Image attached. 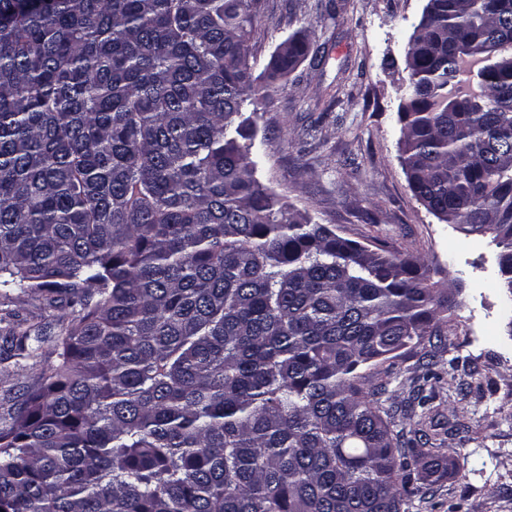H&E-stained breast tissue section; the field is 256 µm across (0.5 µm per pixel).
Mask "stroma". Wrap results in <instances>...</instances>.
<instances>
[{"mask_svg":"<svg viewBox=\"0 0 512 512\" xmlns=\"http://www.w3.org/2000/svg\"><path fill=\"white\" fill-rule=\"evenodd\" d=\"M426 0H259L256 69L299 35L307 58L257 119L256 176L311 222L448 271L458 305L438 351L362 368L393 432L423 431L442 466L411 463L409 512H512V295L490 235L440 221L411 192L398 109L405 48ZM425 403H418V396Z\"/></svg>","mask_w":512,"mask_h":512,"instance_id":"35a3bbf8","label":"stroma"}]
</instances>
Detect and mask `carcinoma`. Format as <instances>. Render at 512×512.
<instances>
[{"label":"carcinoma","mask_w":512,"mask_h":512,"mask_svg":"<svg viewBox=\"0 0 512 512\" xmlns=\"http://www.w3.org/2000/svg\"><path fill=\"white\" fill-rule=\"evenodd\" d=\"M254 2L0 0V332L42 364L0 412V512H408L407 459L438 465L360 370L457 303L256 177L308 44L254 74ZM406 57L409 187L495 234L512 294V0H427ZM13 297V303H11L10 308L15 310L20 315V318L31 319L34 317V322H41L48 333L54 334L58 331L57 319L60 314L59 311L42 310L41 301L28 293H15Z\"/></svg>","instance_id":"carcinoma-1"}]
</instances>
